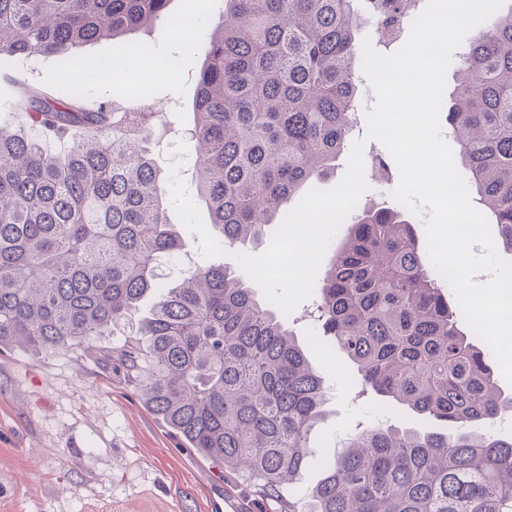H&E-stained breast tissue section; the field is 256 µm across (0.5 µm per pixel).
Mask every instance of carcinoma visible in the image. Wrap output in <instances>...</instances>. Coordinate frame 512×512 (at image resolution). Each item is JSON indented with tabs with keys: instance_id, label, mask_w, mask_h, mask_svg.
<instances>
[{
	"instance_id": "1",
	"label": "carcinoma",
	"mask_w": 512,
	"mask_h": 512,
	"mask_svg": "<svg viewBox=\"0 0 512 512\" xmlns=\"http://www.w3.org/2000/svg\"><path fill=\"white\" fill-rule=\"evenodd\" d=\"M170 0H0V62L79 63L88 42L150 29ZM224 0L206 43L188 140L198 200L222 244H260L284 205L333 169L359 102V34L422 0ZM446 120L474 207L512 255V6L468 39ZM31 90L20 128L0 123V348L109 359L182 446L229 470L279 512H512V411L485 354L466 338L426 264L413 222L362 207L334 251L317 310L323 334L389 404L455 427L451 434L374 425L340 441L324 478L298 491L307 436L325 415L323 374L251 279L198 265L172 286L159 262L183 250L165 217L147 147L148 113L82 105ZM149 294L156 302L137 322ZM482 425L476 432L472 427Z\"/></svg>"
}]
</instances>
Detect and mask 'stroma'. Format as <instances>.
<instances>
[{"label": "stroma", "instance_id": "1", "mask_svg": "<svg viewBox=\"0 0 512 512\" xmlns=\"http://www.w3.org/2000/svg\"><path fill=\"white\" fill-rule=\"evenodd\" d=\"M170 19L197 18L191 33L205 41L220 26L222 12L214 0H170ZM151 42V57L178 58L169 78L127 70L129 89L116 93L111 79L84 89V104L100 102L116 111L153 113L149 152L163 176L162 190L169 223L185 241L182 253L165 266L166 283L182 279L197 264L222 263L238 269L237 255L261 254V247L227 248L206 230V209L196 202L197 164L185 136L192 123L196 78L204 55L187 50L164 28L153 33L129 32L128 58L135 45ZM69 76L56 58L38 60L35 75L21 62L0 65V120L25 123L16 104L24 89L60 94ZM295 310L292 329L308 358L323 373L327 415L308 440L310 462L299 487L314 486L323 476L322 461L360 426L376 422L422 431H444L442 422L416 421L407 409L382 406L361 394L354 367L324 336L317 321ZM112 337L90 339L100 358L39 353L20 349L0 353V512H275L277 505L248 496L235 477L199 458L178 440L122 383L119 369L105 360Z\"/></svg>", "mask_w": 512, "mask_h": 512}]
</instances>
